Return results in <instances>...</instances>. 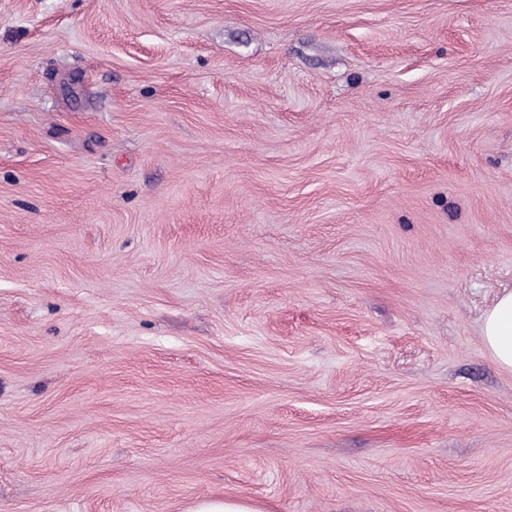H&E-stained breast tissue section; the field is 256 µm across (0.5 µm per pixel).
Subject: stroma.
<instances>
[{
	"instance_id": "obj_1",
	"label": "stroma",
	"mask_w": 512,
	"mask_h": 512,
	"mask_svg": "<svg viewBox=\"0 0 512 512\" xmlns=\"http://www.w3.org/2000/svg\"><path fill=\"white\" fill-rule=\"evenodd\" d=\"M512 0H0V512H512ZM484 345L495 363L512 370V289L503 288L484 312L481 325Z\"/></svg>"
}]
</instances>
